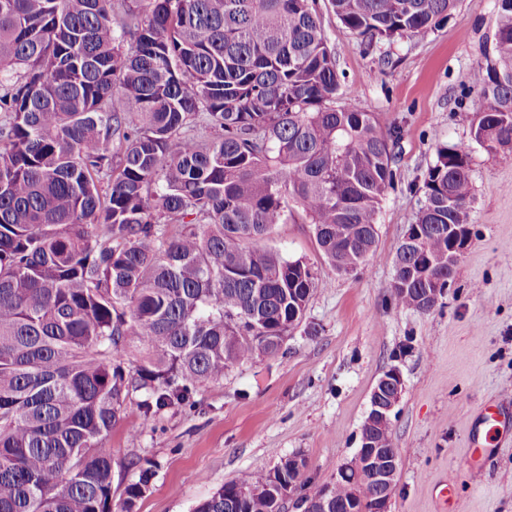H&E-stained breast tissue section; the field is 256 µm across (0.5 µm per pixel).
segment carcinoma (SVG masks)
<instances>
[{
	"label": "carcinoma",
	"instance_id": "carcinoma-1",
	"mask_svg": "<svg viewBox=\"0 0 512 512\" xmlns=\"http://www.w3.org/2000/svg\"><path fill=\"white\" fill-rule=\"evenodd\" d=\"M316 2L0 0V512H112L104 442L134 393L146 415L192 409V385L282 354L318 280L260 246L273 226L312 225L338 274L375 253L401 133L341 92ZM330 4L370 47L428 32L456 0ZM484 55L471 133L511 160L512 0ZM420 191L390 288L428 313L459 263L451 237L470 234L468 154L439 146ZM362 436L394 447L389 426ZM286 488L285 458L194 512H283ZM297 491L304 507L323 488L301 475ZM330 494L333 512H372L378 489Z\"/></svg>",
	"mask_w": 512,
	"mask_h": 512
}]
</instances>
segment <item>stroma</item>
I'll list each match as a JSON object with an SVG mask.
<instances>
[{
    "label": "stroma",
    "mask_w": 512,
    "mask_h": 512,
    "mask_svg": "<svg viewBox=\"0 0 512 512\" xmlns=\"http://www.w3.org/2000/svg\"><path fill=\"white\" fill-rule=\"evenodd\" d=\"M343 88L401 131L397 178L378 212L375 256L358 273L322 259L309 224L276 225L264 244L319 280L283 356L234 364L196 389L193 410L144 417L133 394L106 446L112 501L140 469L154 477L135 512H192L224 483L302 455L312 486L334 483L360 445L372 390L398 367L392 415L401 464L390 512H512V161L471 135L469 80L494 35L496 0H458L434 31L366 45L319 0ZM469 155V243L447 294L422 314L393 306L396 250L418 209L437 144ZM499 409L486 442L482 416Z\"/></svg>",
    "instance_id": "obj_1"
}]
</instances>
